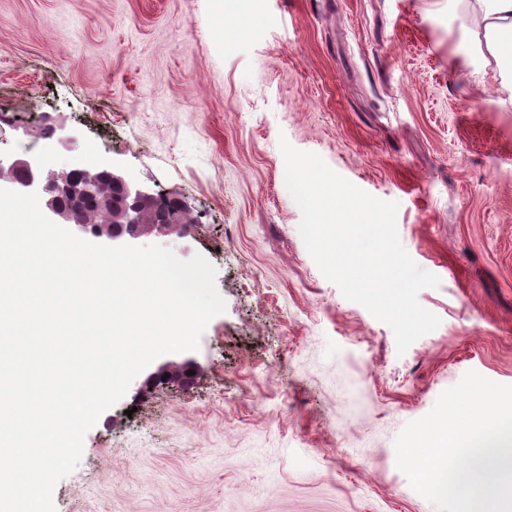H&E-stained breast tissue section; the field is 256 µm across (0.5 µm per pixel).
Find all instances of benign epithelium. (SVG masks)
<instances>
[{"label":"benign epithelium","instance_id":"obj_1","mask_svg":"<svg viewBox=\"0 0 512 512\" xmlns=\"http://www.w3.org/2000/svg\"><path fill=\"white\" fill-rule=\"evenodd\" d=\"M38 138L49 139L66 151L79 148L78 137L65 130V126L50 116L43 119L36 128ZM0 181L8 183L18 192L35 191L44 201L47 217L58 224H68L84 234H91L109 246L131 245L141 237L136 225L134 212L143 202L161 203L154 190L148 186H133L126 182L114 168L102 169V179L86 180L78 177L81 169L70 172L44 168L34 158L27 155L0 158ZM106 185L122 191L128 200L126 218L121 224L91 225L86 222L82 212L69 205L67 198L80 197L84 200L96 201ZM189 225L183 223L181 217L174 214L157 224L154 232L158 235L183 236L187 234ZM200 372V366L191 358L181 361H166L150 373L141 383V388H150L161 383L169 386L185 387Z\"/></svg>","mask_w":512,"mask_h":512}]
</instances>
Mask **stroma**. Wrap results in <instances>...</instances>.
Listing matches in <instances>:
<instances>
[{"label":"stroma","instance_id":"stroma-1","mask_svg":"<svg viewBox=\"0 0 512 512\" xmlns=\"http://www.w3.org/2000/svg\"><path fill=\"white\" fill-rule=\"evenodd\" d=\"M239 5L0 0V154H94L186 200L188 236L139 243L203 255L226 302L190 388L134 382L100 415L56 512H437L395 440L467 371L512 385V107L465 79L448 0ZM47 115L79 150L23 134ZM283 138L398 202L440 279L405 354L309 254Z\"/></svg>","mask_w":512,"mask_h":512}]
</instances>
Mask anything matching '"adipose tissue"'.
Instances as JSON below:
<instances>
[{"label": "adipose tissue", "instance_id": "ef3b65f1", "mask_svg": "<svg viewBox=\"0 0 512 512\" xmlns=\"http://www.w3.org/2000/svg\"><path fill=\"white\" fill-rule=\"evenodd\" d=\"M469 27L464 54L478 88H493L497 106H512V0H455Z\"/></svg>", "mask_w": 512, "mask_h": 512}]
</instances>
